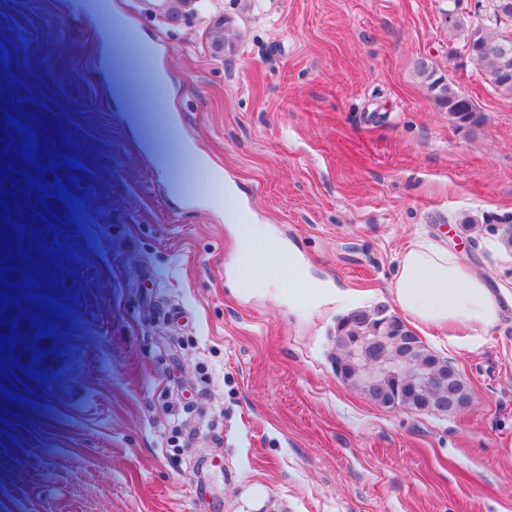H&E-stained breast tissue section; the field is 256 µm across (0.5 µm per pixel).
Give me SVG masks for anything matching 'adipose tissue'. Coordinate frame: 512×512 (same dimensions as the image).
<instances>
[{"mask_svg": "<svg viewBox=\"0 0 512 512\" xmlns=\"http://www.w3.org/2000/svg\"><path fill=\"white\" fill-rule=\"evenodd\" d=\"M232 218L244 239L232 270L240 289H288L292 304L322 305L334 297L329 288H306L295 261L272 235L251 236V219L241 210ZM393 301L413 326L451 333L493 328L500 306L482 277L458 256L425 238H415L401 253L394 275Z\"/></svg>", "mask_w": 512, "mask_h": 512, "instance_id": "adipose-tissue-1", "label": "adipose tissue"}]
</instances>
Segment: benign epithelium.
<instances>
[{
  "instance_id": "1",
  "label": "benign epithelium",
  "mask_w": 512,
  "mask_h": 512,
  "mask_svg": "<svg viewBox=\"0 0 512 512\" xmlns=\"http://www.w3.org/2000/svg\"><path fill=\"white\" fill-rule=\"evenodd\" d=\"M153 8L176 18L192 0H144ZM343 361L338 376L352 388L366 394L378 407L396 409L409 396L417 398L416 411L448 414L459 410L462 402L455 384L456 368L448 360L433 355L415 374L404 375L392 353L404 360L414 352V337L398 323L383 321L369 332L341 339Z\"/></svg>"
}]
</instances>
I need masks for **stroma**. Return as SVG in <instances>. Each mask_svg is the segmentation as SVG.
Listing matches in <instances>:
<instances>
[{"mask_svg":"<svg viewBox=\"0 0 512 512\" xmlns=\"http://www.w3.org/2000/svg\"><path fill=\"white\" fill-rule=\"evenodd\" d=\"M93 2L0 0L10 312L52 328L39 373L19 347L0 367V512H512V251L496 234L512 216V96L462 52L491 0H199L174 20ZM114 17L138 35L126 56L150 52L156 119ZM224 18L229 55L211 48ZM423 58L478 126L434 105ZM11 117L41 139L36 161ZM165 123L306 287L343 298L236 293L227 204L201 176L195 195L176 189ZM57 179L73 207L42 198ZM420 234L507 292L493 329L425 337L470 387L444 416L378 407L331 361L337 319L391 304ZM28 276L64 311L27 298Z\"/></svg>","mask_w":512,"mask_h":512,"instance_id":"stroma-1","label":"stroma"}]
</instances>
